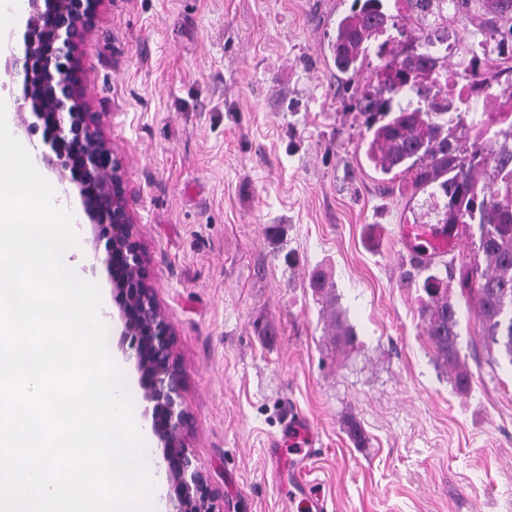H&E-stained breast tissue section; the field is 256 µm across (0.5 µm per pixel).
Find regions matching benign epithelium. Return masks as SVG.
Masks as SVG:
<instances>
[{
  "label": "benign epithelium",
  "mask_w": 512,
  "mask_h": 512,
  "mask_svg": "<svg viewBox=\"0 0 512 512\" xmlns=\"http://www.w3.org/2000/svg\"><path fill=\"white\" fill-rule=\"evenodd\" d=\"M103 0H28L23 56L11 67L24 76V99L51 150L47 164L77 184L83 210L105 243L104 264L121 325L120 349L136 361L142 399L151 410L150 433L162 448L166 512H221L208 473L190 448L184 379L171 324L149 281L126 204L122 158L100 129L99 113L85 105L76 52Z\"/></svg>",
  "instance_id": "1"
}]
</instances>
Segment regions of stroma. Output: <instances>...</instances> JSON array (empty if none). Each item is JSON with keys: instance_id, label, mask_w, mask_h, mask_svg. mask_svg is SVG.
<instances>
[{"instance_id": "35a3bbf8", "label": "stroma", "mask_w": 512, "mask_h": 512, "mask_svg": "<svg viewBox=\"0 0 512 512\" xmlns=\"http://www.w3.org/2000/svg\"><path fill=\"white\" fill-rule=\"evenodd\" d=\"M353 0H104L82 97L123 158L127 204L220 512H512V366L461 315L455 390L424 333L408 224L426 194L360 146L331 43ZM75 264L112 288L77 211ZM326 270L354 348L338 349ZM307 466L274 452L290 421ZM355 419L366 441L346 432Z\"/></svg>"}]
</instances>
